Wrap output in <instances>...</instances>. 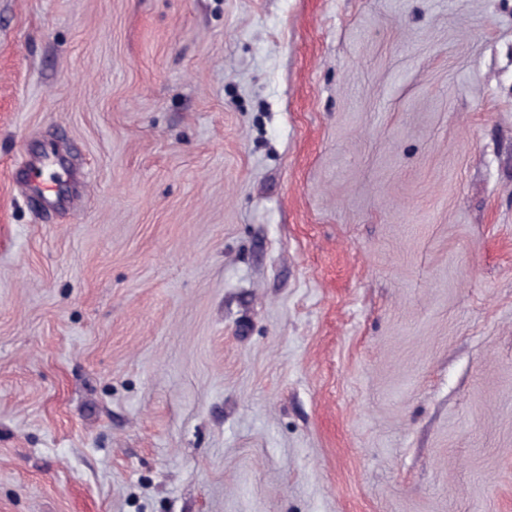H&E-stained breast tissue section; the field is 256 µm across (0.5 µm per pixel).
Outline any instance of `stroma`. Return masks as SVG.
Returning a JSON list of instances; mask_svg holds the SVG:
<instances>
[{
    "label": "stroma",
    "mask_w": 512,
    "mask_h": 512,
    "mask_svg": "<svg viewBox=\"0 0 512 512\" xmlns=\"http://www.w3.org/2000/svg\"><path fill=\"white\" fill-rule=\"evenodd\" d=\"M0 512H512V0H0ZM47 158L42 157L33 162L28 169V184L31 191L39 195L42 203L46 206H53L58 201L45 179L47 169Z\"/></svg>",
    "instance_id": "1"
}]
</instances>
